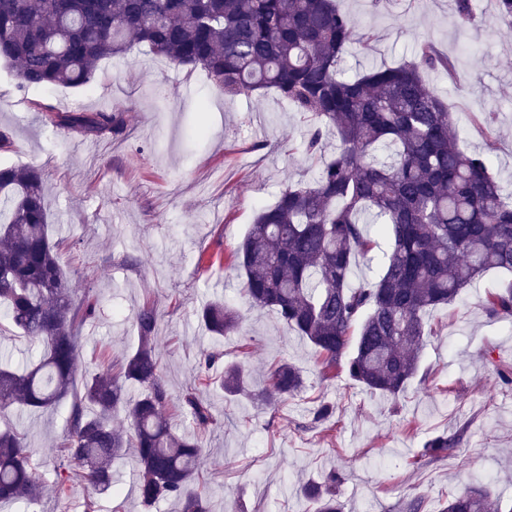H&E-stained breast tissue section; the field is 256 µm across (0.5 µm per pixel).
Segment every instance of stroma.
<instances>
[{
	"instance_id": "35a3bbf8",
	"label": "stroma",
	"mask_w": 512,
	"mask_h": 512,
	"mask_svg": "<svg viewBox=\"0 0 512 512\" xmlns=\"http://www.w3.org/2000/svg\"><path fill=\"white\" fill-rule=\"evenodd\" d=\"M341 9L369 26L377 41L364 53L349 48V74L413 55L432 39L456 72H427L452 103V120L467 147L487 153L496 177L512 186V22L494 0H477L474 18L461 23L456 0H339ZM15 67L0 64V130L10 144L0 163L41 168L57 260L74 301L92 297L96 319L82 331L80 360L97 370L138 346L134 317L144 304L159 316L156 347L162 379L174 404L173 430L198 437L201 476L212 512H314L300 489L332 471L342 481L336 497L344 512H404L410 500L440 512L465 485L486 483L512 512V319L492 314L487 297L508 278L491 270L448 306L432 310L435 330L423 350L427 384L413 382L393 400L354 384L345 369L323 379L314 347L286 332L276 314L255 311L241 297L231 255L257 209L274 203L290 184L310 181L336 151L301 148L309 125L273 92L224 96L203 70L173 69L148 47L102 62L83 88L19 90ZM61 111H123L119 136L87 137L47 126L32 104ZM496 115L498 134L486 140L472 113ZM204 135H196L198 122ZM221 298L242 318L238 333L215 339L199 318ZM250 339V354L239 346ZM220 346L228 363L245 364L253 391L264 390L270 365L287 359L302 368L305 390L270 409L219 387L204 390L215 426L199 429L176 406L203 351ZM336 407L323 425L312 423L319 402ZM67 403L9 415L31 445L37 478L51 484L59 465ZM459 436L456 452L430 462L426 440ZM116 490L94 494L71 470L68 497L45 494L35 504L0 512H176L163 500L144 508L136 499L134 450L112 464Z\"/></svg>"
}]
</instances>
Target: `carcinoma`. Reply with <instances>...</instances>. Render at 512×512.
I'll return each instance as SVG.
<instances>
[{"instance_id":"carcinoma-1","label":"carcinoma","mask_w":512,"mask_h":512,"mask_svg":"<svg viewBox=\"0 0 512 512\" xmlns=\"http://www.w3.org/2000/svg\"><path fill=\"white\" fill-rule=\"evenodd\" d=\"M375 40L338 0H0V62L17 68L21 89L85 87L103 60L145 44L174 68L204 69L228 96L275 91L316 122L302 142L310 156L336 136V155L311 181L287 186L257 211L235 252L240 292L315 347L323 376L343 364L355 383L396 399L418 378L434 335L425 314L454 302L489 270L512 272V193L486 156L466 148L448 99L425 79L430 69L455 71L433 42H421L398 64L344 76L348 46L369 51ZM32 107L46 124L85 135H116L124 127L120 110L60 112L40 101ZM473 123L487 138L496 134L491 112ZM50 226L40 170L0 167V310L8 321L0 331L41 344L35 362L0 363V417L71 400L53 480L59 494L68 490L64 473L72 465L96 492L112 491V460L133 448L143 505L173 499L181 512H210L196 488L202 447L176 434L164 415L172 399L160 376L153 307L135 315V352L85 376L75 390L81 333L96 318V305L71 298ZM380 237L389 244L380 273L352 283L354 267L371 259ZM490 305L512 317L511 280ZM201 319L218 340L240 325L222 299L204 306ZM221 358L217 349L202 353L179 404L200 427L217 424L201 386L219 384L274 407L305 387L303 371L282 361L270 368L269 386L255 393L246 369H222ZM131 385L142 388L140 396H128ZM119 411L130 421L127 431L112 427ZM458 442L436 435L422 455L444 458ZM27 448L23 435L0 428V504H34L43 495ZM338 481L331 472L321 484L301 487L315 512H342ZM441 512L502 508L479 482L448 498Z\"/></svg>"}]
</instances>
